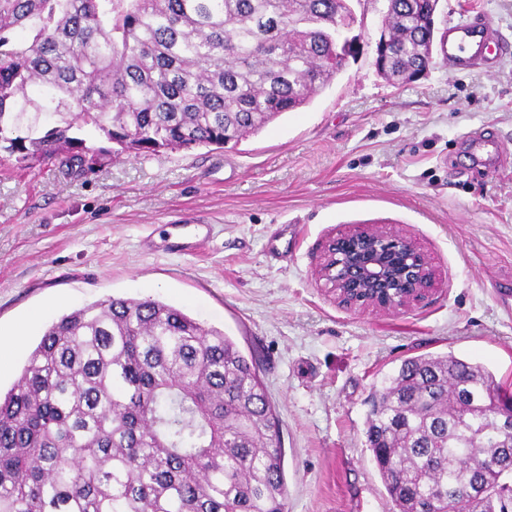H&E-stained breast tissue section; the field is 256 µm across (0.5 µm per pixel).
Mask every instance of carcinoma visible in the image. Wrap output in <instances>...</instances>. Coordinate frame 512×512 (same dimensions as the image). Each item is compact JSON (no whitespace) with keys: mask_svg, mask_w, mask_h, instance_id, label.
<instances>
[{"mask_svg":"<svg viewBox=\"0 0 512 512\" xmlns=\"http://www.w3.org/2000/svg\"><path fill=\"white\" fill-rule=\"evenodd\" d=\"M436 0H387L385 78L436 65ZM351 0H0V152L82 172L110 151L225 147L356 58ZM512 395L452 353L373 386L366 445L398 512H512ZM279 418L223 331L112 297L52 323L0 398V512H287Z\"/></svg>","mask_w":512,"mask_h":512,"instance_id":"obj_1","label":"carcinoma"}]
</instances>
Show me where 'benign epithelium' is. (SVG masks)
<instances>
[{
	"instance_id": "obj_1",
	"label": "benign epithelium",
	"mask_w": 512,
	"mask_h": 512,
	"mask_svg": "<svg viewBox=\"0 0 512 512\" xmlns=\"http://www.w3.org/2000/svg\"><path fill=\"white\" fill-rule=\"evenodd\" d=\"M319 278L350 310L396 311L438 288L434 269L409 236L367 229H341L329 239Z\"/></svg>"
}]
</instances>
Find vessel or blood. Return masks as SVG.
<instances>
[{"label": "vessel or blood", "instance_id": "vessel-or-blood-1", "mask_svg": "<svg viewBox=\"0 0 512 512\" xmlns=\"http://www.w3.org/2000/svg\"><path fill=\"white\" fill-rule=\"evenodd\" d=\"M442 51L456 70L464 71L477 63L495 66L506 49L494 46L486 24L474 19L450 26Z\"/></svg>", "mask_w": 512, "mask_h": 512}]
</instances>
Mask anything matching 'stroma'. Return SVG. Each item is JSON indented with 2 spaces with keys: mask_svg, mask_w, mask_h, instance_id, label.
Instances as JSON below:
<instances>
[{
  "mask_svg": "<svg viewBox=\"0 0 512 512\" xmlns=\"http://www.w3.org/2000/svg\"><path fill=\"white\" fill-rule=\"evenodd\" d=\"M363 50L310 104L236 146L106 156L91 172L0 160V391L62 315L152 296L230 336L280 419L287 512H397L365 443L373 383L454 353L512 391V51L379 76L386 0H355ZM512 47V0H440L439 34L472 15ZM175 224H205L192 255ZM362 226L414 238L439 275L424 302L349 311L317 280L326 239ZM29 328L21 341L12 332Z\"/></svg>",
  "mask_w": 512,
  "mask_h": 512,
  "instance_id": "obj_1",
  "label": "stroma"
}]
</instances>
